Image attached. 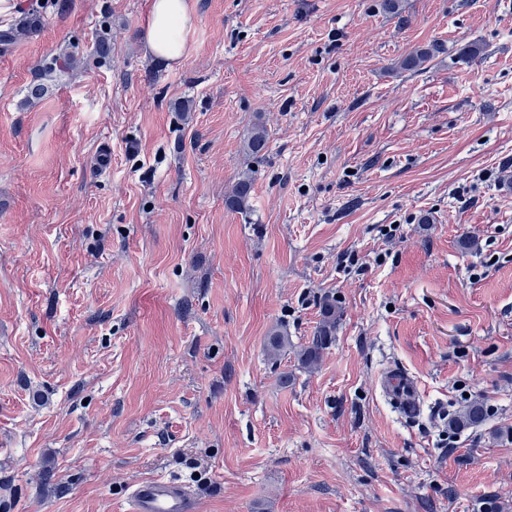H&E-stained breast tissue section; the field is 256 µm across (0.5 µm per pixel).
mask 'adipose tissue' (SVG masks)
<instances>
[{
	"instance_id": "1",
	"label": "adipose tissue",
	"mask_w": 512,
	"mask_h": 512,
	"mask_svg": "<svg viewBox=\"0 0 512 512\" xmlns=\"http://www.w3.org/2000/svg\"><path fill=\"white\" fill-rule=\"evenodd\" d=\"M193 0H153L144 36V51L159 61L186 56L193 27Z\"/></svg>"
}]
</instances>
